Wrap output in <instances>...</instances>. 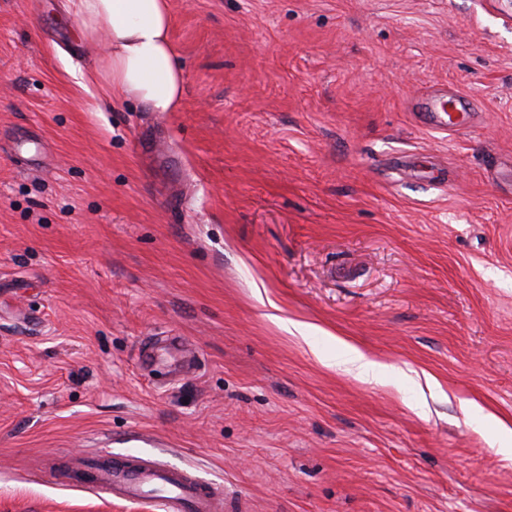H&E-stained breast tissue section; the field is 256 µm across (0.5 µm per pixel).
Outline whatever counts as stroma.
I'll return each mask as SVG.
<instances>
[{
	"label": "stroma",
	"mask_w": 512,
	"mask_h": 512,
	"mask_svg": "<svg viewBox=\"0 0 512 512\" xmlns=\"http://www.w3.org/2000/svg\"><path fill=\"white\" fill-rule=\"evenodd\" d=\"M170 5L181 106L99 112L64 0H0V512H158L48 469L108 452L243 512H512V0ZM337 343L348 349V358L343 363L344 372L364 382L377 379L378 363L376 361L368 358L360 349L342 338L338 339Z\"/></svg>",
	"instance_id": "1"
}]
</instances>
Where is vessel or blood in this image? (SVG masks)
Listing matches in <instances>:
<instances>
[{"label": "vessel or blood", "mask_w": 512, "mask_h": 512, "mask_svg": "<svg viewBox=\"0 0 512 512\" xmlns=\"http://www.w3.org/2000/svg\"><path fill=\"white\" fill-rule=\"evenodd\" d=\"M58 480L119 501L158 504L163 512H226L223 487L140 456H68L50 464Z\"/></svg>", "instance_id": "1"}]
</instances>
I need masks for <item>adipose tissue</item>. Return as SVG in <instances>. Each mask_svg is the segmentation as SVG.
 <instances>
[{"label": "adipose tissue", "instance_id": "obj_1", "mask_svg": "<svg viewBox=\"0 0 512 512\" xmlns=\"http://www.w3.org/2000/svg\"><path fill=\"white\" fill-rule=\"evenodd\" d=\"M83 42H105L95 75L113 94L150 112H171L183 96L171 41L169 0H67Z\"/></svg>", "mask_w": 512, "mask_h": 512}]
</instances>
